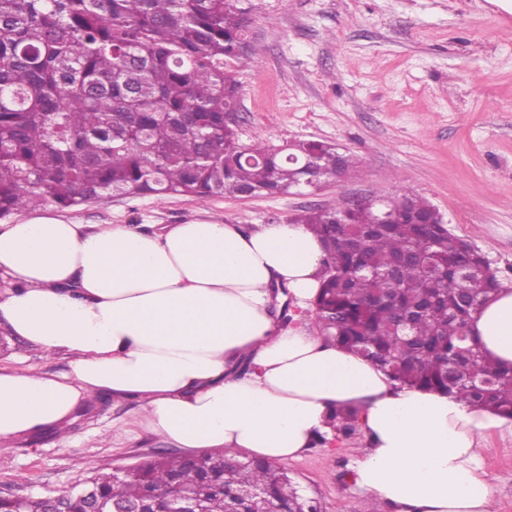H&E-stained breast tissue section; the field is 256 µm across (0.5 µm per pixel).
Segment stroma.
Listing matches in <instances>:
<instances>
[{"label":"stroma","instance_id":"35a3bbf8","mask_svg":"<svg viewBox=\"0 0 512 512\" xmlns=\"http://www.w3.org/2000/svg\"><path fill=\"white\" fill-rule=\"evenodd\" d=\"M254 64L240 68L242 142L322 140L358 156L344 181L306 195L110 197L70 210L76 224L164 227L189 220L278 224L335 204L340 195H420L512 289V0H252ZM0 367L64 372L13 339ZM137 404L102 399L66 433L0 447V491L38 496L82 481L94 465L120 466L163 449L149 430L119 434ZM484 457L496 512H512V436ZM352 445L310 449L287 468L321 512H376L349 472Z\"/></svg>","mask_w":512,"mask_h":512}]
</instances>
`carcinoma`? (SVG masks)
<instances>
[{"mask_svg":"<svg viewBox=\"0 0 512 512\" xmlns=\"http://www.w3.org/2000/svg\"><path fill=\"white\" fill-rule=\"evenodd\" d=\"M250 11L251 0H0V220L114 196L284 195L307 177L349 174L354 155L323 141L241 142L227 113L239 103L236 67L253 60ZM373 210L342 195L294 219L326 251L321 333L402 386L512 417V366L468 330L499 276L426 199L384 202L383 224L367 222ZM334 418L336 438L359 439L355 412ZM91 473L116 512L148 496L170 504L188 487L204 490L205 512H255L252 491L282 512H320L284 468L223 449L157 451L118 482L109 467ZM53 508L43 495L19 506Z\"/></svg>","mask_w":512,"mask_h":512,"instance_id":"1","label":"carcinoma"}]
</instances>
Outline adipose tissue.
Instances as JSON below:
<instances>
[{
    "label": "adipose tissue",
    "instance_id": "adipose-tissue-1",
    "mask_svg": "<svg viewBox=\"0 0 512 512\" xmlns=\"http://www.w3.org/2000/svg\"><path fill=\"white\" fill-rule=\"evenodd\" d=\"M324 263L303 224H0V326L70 357L64 373L0 368V445L62 428L105 396L136 400L131 428L175 447L278 463L331 435V412L346 407L359 413L357 488L391 512H494L483 458L512 418L399 386L322 336L312 301ZM470 332L512 365L511 288Z\"/></svg>",
    "mask_w": 512,
    "mask_h": 512
}]
</instances>
